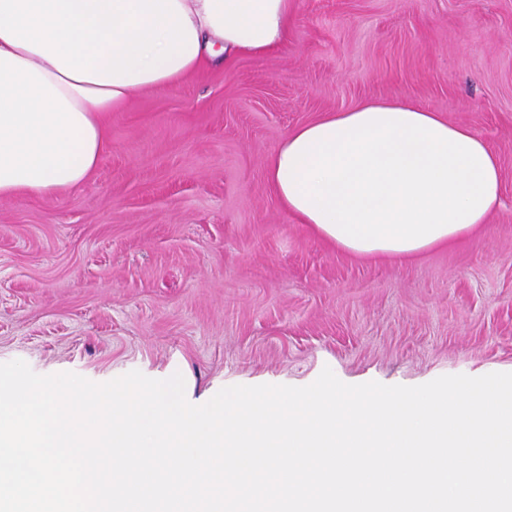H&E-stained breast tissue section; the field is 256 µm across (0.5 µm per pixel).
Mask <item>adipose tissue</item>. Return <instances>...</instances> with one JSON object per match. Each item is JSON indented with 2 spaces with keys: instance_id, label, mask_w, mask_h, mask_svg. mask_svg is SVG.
<instances>
[{
  "instance_id": "ef3b65f1",
  "label": "adipose tissue",
  "mask_w": 512,
  "mask_h": 512,
  "mask_svg": "<svg viewBox=\"0 0 512 512\" xmlns=\"http://www.w3.org/2000/svg\"><path fill=\"white\" fill-rule=\"evenodd\" d=\"M297 0H0V197L89 177L104 117L214 57L288 38ZM282 207L356 256L410 258L472 233L501 205L499 161L469 127L368 101L288 132L266 162Z\"/></svg>"
}]
</instances>
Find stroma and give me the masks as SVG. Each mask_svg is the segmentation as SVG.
<instances>
[{"mask_svg":"<svg viewBox=\"0 0 512 512\" xmlns=\"http://www.w3.org/2000/svg\"><path fill=\"white\" fill-rule=\"evenodd\" d=\"M406 99L487 140L504 206L410 259L336 249L265 162L292 128ZM83 183L0 198V363L104 383L416 386L512 372V0H298L287 43L109 113Z\"/></svg>","mask_w":512,"mask_h":512,"instance_id":"35a3bbf8","label":"stroma"}]
</instances>
